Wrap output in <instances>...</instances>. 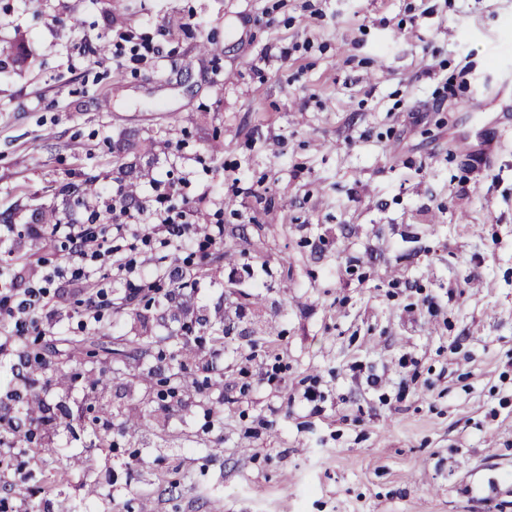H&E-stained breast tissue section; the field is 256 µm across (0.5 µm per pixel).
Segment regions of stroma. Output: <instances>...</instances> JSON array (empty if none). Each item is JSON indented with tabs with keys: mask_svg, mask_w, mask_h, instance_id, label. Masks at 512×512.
Returning a JSON list of instances; mask_svg holds the SVG:
<instances>
[{
	"mask_svg": "<svg viewBox=\"0 0 512 512\" xmlns=\"http://www.w3.org/2000/svg\"><path fill=\"white\" fill-rule=\"evenodd\" d=\"M20 30L0 269L55 291L46 338L89 332L86 289L131 293L103 269L49 277L53 226L113 194L203 210L227 257L134 313L104 307L109 354L65 345L35 372L42 409L75 418L48 450L0 451L10 512H512V0H0V60ZM144 42L162 57L136 60ZM206 250L154 242L137 270ZM176 309L201 397L158 394ZM133 341L148 354L125 357ZM87 409L111 413L110 448Z\"/></svg>",
	"mask_w": 512,
	"mask_h": 512,
	"instance_id": "35a3bbf8",
	"label": "stroma"
}]
</instances>
